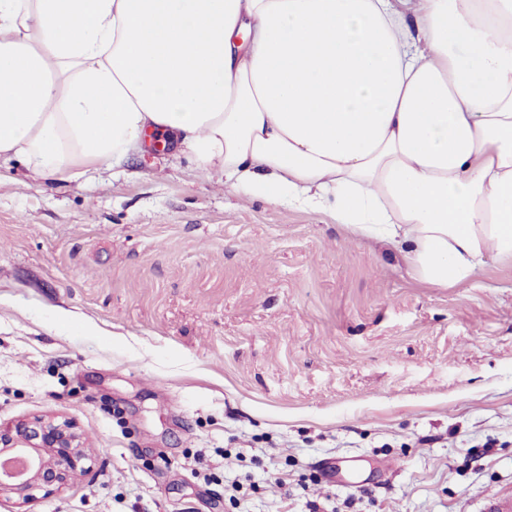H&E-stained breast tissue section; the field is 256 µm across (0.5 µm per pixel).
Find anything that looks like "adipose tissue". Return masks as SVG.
<instances>
[{
    "label": "adipose tissue",
    "instance_id": "1",
    "mask_svg": "<svg viewBox=\"0 0 512 512\" xmlns=\"http://www.w3.org/2000/svg\"><path fill=\"white\" fill-rule=\"evenodd\" d=\"M177 142L436 288L512 262V0H0V159Z\"/></svg>",
    "mask_w": 512,
    "mask_h": 512
}]
</instances>
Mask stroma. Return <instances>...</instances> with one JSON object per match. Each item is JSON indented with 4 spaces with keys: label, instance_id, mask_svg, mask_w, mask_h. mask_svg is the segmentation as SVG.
I'll list each match as a JSON object with an SVG mask.
<instances>
[{
    "label": "stroma",
    "instance_id": "stroma-1",
    "mask_svg": "<svg viewBox=\"0 0 512 512\" xmlns=\"http://www.w3.org/2000/svg\"><path fill=\"white\" fill-rule=\"evenodd\" d=\"M40 415L89 457L34 512H512V263L424 286L171 143L1 161L0 423Z\"/></svg>",
    "mask_w": 512,
    "mask_h": 512
}]
</instances>
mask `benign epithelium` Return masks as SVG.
Segmentation results:
<instances>
[{
	"label": "benign epithelium",
	"mask_w": 512,
	"mask_h": 512,
	"mask_svg": "<svg viewBox=\"0 0 512 512\" xmlns=\"http://www.w3.org/2000/svg\"><path fill=\"white\" fill-rule=\"evenodd\" d=\"M86 453L80 431L66 419L44 416L0 424V492L31 504L37 491L50 494L83 472Z\"/></svg>",
	"instance_id": "obj_1"
}]
</instances>
